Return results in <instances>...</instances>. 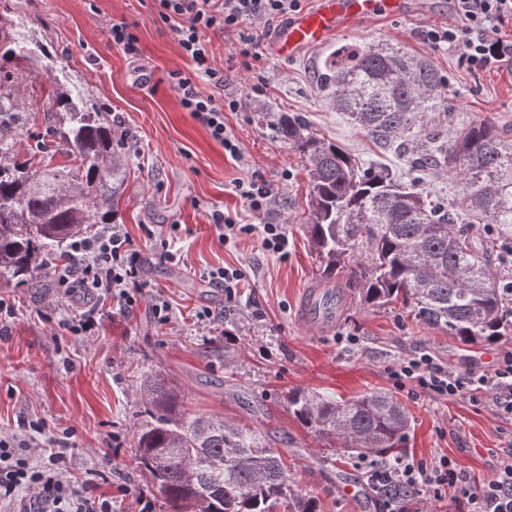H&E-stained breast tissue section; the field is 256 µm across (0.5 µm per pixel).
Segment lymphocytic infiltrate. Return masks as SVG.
Returning a JSON list of instances; mask_svg holds the SVG:
<instances>
[{
	"mask_svg": "<svg viewBox=\"0 0 512 512\" xmlns=\"http://www.w3.org/2000/svg\"><path fill=\"white\" fill-rule=\"evenodd\" d=\"M303 0H154L158 18L169 24L183 55L204 73L213 94L199 91L191 75L174 71L170 78L178 89L181 104L209 130L226 154L239 158L241 148L224 126L225 112H237L241 102L234 97L217 101L214 93L223 89L225 73L213 65L211 31H232L237 35L236 61L250 69L259 54V42L250 30L252 21L264 24L300 11ZM453 23L427 30V40L435 46L448 45L463 66L472 71L512 70V40L502 37V29L512 24V0H453ZM213 221L221 241L259 234L265 249L288 255V236L282 225L242 224L217 213ZM140 254L118 224L99 225L94 234L78 237L69 244L68 255L51 266L59 286H74L100 298L116 301L121 310L137 302ZM389 373L399 388H420L430 395L452 399L465 394L489 393L497 414L512 415V352L503 353L490 371L481 375L448 369L425 353L399 360ZM26 438L0 437V500L25 493L24 512H112L111 499L90 495L86 484L73 481L65 467L62 448H38L40 421L24 424ZM38 448V460L28 451ZM372 480L378 487H408L427 490L440 501L455 493L467 504L466 512H512V448L503 455L493 479L479 488L468 485L455 463L446 456L426 464L410 456L401 457L397 467L374 465Z\"/></svg>",
	"mask_w": 512,
	"mask_h": 512,
	"instance_id": "obj_1",
	"label": "lymphocytic infiltrate"
}]
</instances>
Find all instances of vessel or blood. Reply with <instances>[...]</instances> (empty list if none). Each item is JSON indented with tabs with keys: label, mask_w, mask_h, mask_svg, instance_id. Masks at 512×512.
<instances>
[{
	"label": "vessel or blood",
	"mask_w": 512,
	"mask_h": 512,
	"mask_svg": "<svg viewBox=\"0 0 512 512\" xmlns=\"http://www.w3.org/2000/svg\"><path fill=\"white\" fill-rule=\"evenodd\" d=\"M403 5V0H316L314 10L299 13L276 26L268 37L269 47L277 56L293 57L308 47L326 43L346 24L371 17L380 7L399 14ZM321 296V289H307L299 317L303 324L325 330L335 324L336 314L324 310Z\"/></svg>",
	"instance_id": "b4317fda"
}]
</instances>
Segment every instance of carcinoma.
<instances>
[{
    "mask_svg": "<svg viewBox=\"0 0 512 512\" xmlns=\"http://www.w3.org/2000/svg\"><path fill=\"white\" fill-rule=\"evenodd\" d=\"M39 46L18 41L0 22V286L36 278L49 255L97 224H116L126 180L112 130L69 92L54 90L53 143L17 148L26 122L19 65L40 62ZM321 86L336 111L376 142L413 156L416 168H446L458 187L453 203L353 159L313 131L299 114L278 122L310 169L305 233L322 277L348 278L360 301L401 304L416 323L464 345L512 331V279L476 246L473 228H493L512 255V143L488 121L450 140L434 122L448 109L446 82L430 62L399 48L343 46L325 64ZM65 156L56 167L38 154ZM151 427L137 437L142 474L169 512H321L303 493L280 450L255 427L190 414L165 379L142 386ZM288 408L314 435L379 463L400 458L408 417L393 397L369 392L348 400L305 390Z\"/></svg>",
    "mask_w": 512,
    "mask_h": 512,
    "instance_id": "carcinoma-1",
    "label": "carcinoma"
}]
</instances>
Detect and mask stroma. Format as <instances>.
I'll return each mask as SVG.
<instances>
[{"mask_svg":"<svg viewBox=\"0 0 512 512\" xmlns=\"http://www.w3.org/2000/svg\"><path fill=\"white\" fill-rule=\"evenodd\" d=\"M0 17L47 53L45 66L23 74L29 122L16 137L24 147L50 142L43 108L58 87L111 127L127 165L119 210L140 253L142 288L138 305L126 313L82 289L59 287L45 270L37 284L0 288V298L15 308L14 318L0 323V434L21 433L25 420L43 421L39 442H68L69 472L111 497L112 512H130L134 494L150 500L153 512H166L133 462L138 433L151 422L140 383L159 376L176 386L183 410L269 431L287 452L298 485L319 496L323 512H358L336 484L347 473L365 481L360 458L310 434L290 412L287 394L303 389L348 399L382 391L410 419L404 454L427 463L449 456L477 485L494 477L512 439V419L491 411L489 394L475 402L411 394L397 389L388 367L426 350L442 365L488 371L491 358L512 351V335L465 346L414 323L401 305L375 308L356 300L333 332L303 327L299 300L321 276L303 229L309 175L299 152L274 131L281 113L304 115L319 135L361 161L410 178L408 157L336 112L320 85L338 47L389 44L424 55L447 78L452 107L439 123L449 136L486 120L512 143V81L499 71L464 70L454 51L425 38L427 29L448 23L451 0H406L403 14L379 11L296 58L273 55L268 27L255 26L261 57L250 72L232 60L235 36L211 33L214 63L227 75L224 92L243 104L224 114L242 151L235 160L182 107L170 74L189 71L190 64L153 0H0ZM119 22L131 26L138 54L113 45L110 28ZM256 83L261 92H252ZM254 176L275 195L260 213L235 190ZM216 212L248 224L284 225L287 257L265 250L256 235L222 243L212 222ZM169 251L180 254L179 263L165 260ZM220 266L247 274L235 300L205 277ZM158 299L171 307L164 324L153 317ZM77 310L92 315L86 330L60 331L59 322ZM121 486L130 496L118 494Z\"/></svg>","mask_w":512,"mask_h":512,"instance_id":"obj_1","label":"stroma"}]
</instances>
